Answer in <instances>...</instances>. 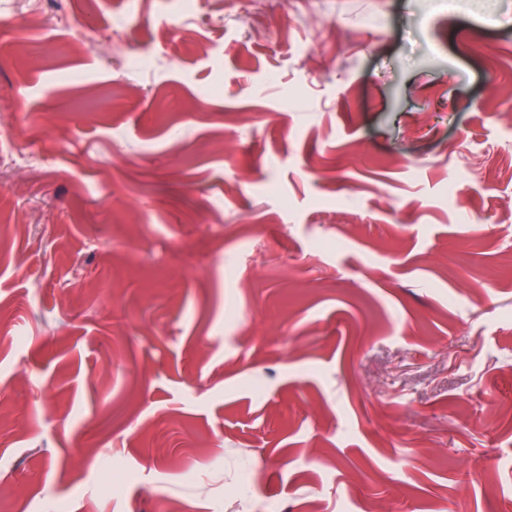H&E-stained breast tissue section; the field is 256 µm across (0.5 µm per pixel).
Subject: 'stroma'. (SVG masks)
I'll return each instance as SVG.
<instances>
[{
    "mask_svg": "<svg viewBox=\"0 0 512 512\" xmlns=\"http://www.w3.org/2000/svg\"><path fill=\"white\" fill-rule=\"evenodd\" d=\"M80 6L0 0V512H512V0Z\"/></svg>",
    "mask_w": 512,
    "mask_h": 512,
    "instance_id": "35a3bbf8",
    "label": "stroma"
}]
</instances>
